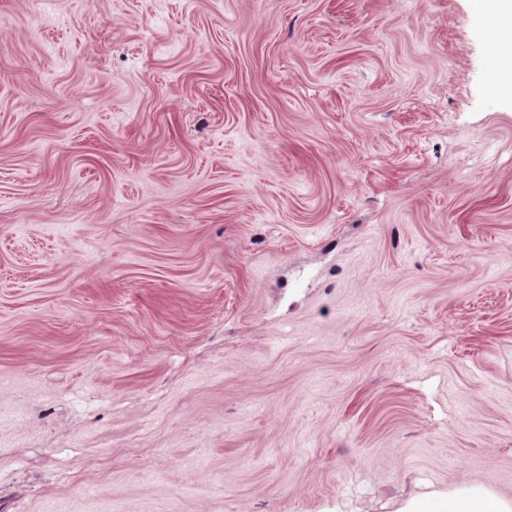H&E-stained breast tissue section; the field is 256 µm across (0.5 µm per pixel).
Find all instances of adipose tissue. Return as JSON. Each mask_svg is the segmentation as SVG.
<instances>
[{"label": "adipose tissue", "mask_w": 512, "mask_h": 512, "mask_svg": "<svg viewBox=\"0 0 512 512\" xmlns=\"http://www.w3.org/2000/svg\"><path fill=\"white\" fill-rule=\"evenodd\" d=\"M471 8L493 45L489 57L493 91L512 103V0H472ZM398 512H512V501L482 487L461 486L405 502Z\"/></svg>", "instance_id": "adipose-tissue-1"}]
</instances>
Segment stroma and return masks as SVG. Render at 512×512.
Listing matches in <instances>:
<instances>
[{
	"mask_svg": "<svg viewBox=\"0 0 512 512\" xmlns=\"http://www.w3.org/2000/svg\"><path fill=\"white\" fill-rule=\"evenodd\" d=\"M469 3L0 0V512L512 499Z\"/></svg>",
	"mask_w": 512,
	"mask_h": 512,
	"instance_id": "stroma-1",
	"label": "stroma"
}]
</instances>
